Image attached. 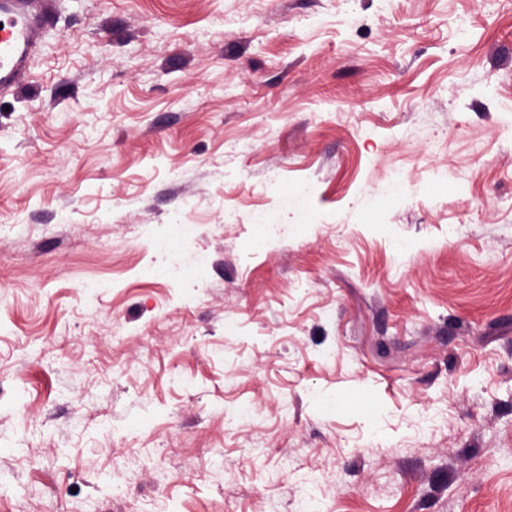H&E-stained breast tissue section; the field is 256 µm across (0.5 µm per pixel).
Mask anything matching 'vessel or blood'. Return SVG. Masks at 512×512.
<instances>
[{"instance_id":"obj_1","label":"vessel or blood","mask_w":512,"mask_h":512,"mask_svg":"<svg viewBox=\"0 0 512 512\" xmlns=\"http://www.w3.org/2000/svg\"><path fill=\"white\" fill-rule=\"evenodd\" d=\"M57 14L58 0H0V94L24 84L30 58Z\"/></svg>"}]
</instances>
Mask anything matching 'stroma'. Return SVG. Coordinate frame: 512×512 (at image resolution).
I'll list each match as a JSON object with an SVG mask.
<instances>
[{"mask_svg": "<svg viewBox=\"0 0 512 512\" xmlns=\"http://www.w3.org/2000/svg\"><path fill=\"white\" fill-rule=\"evenodd\" d=\"M312 496L512 512V0H68L0 97V512Z\"/></svg>", "mask_w": 512, "mask_h": 512, "instance_id": "obj_1", "label": "stroma"}]
</instances>
